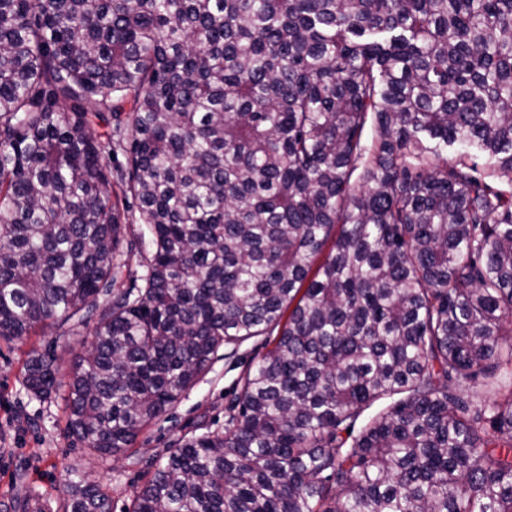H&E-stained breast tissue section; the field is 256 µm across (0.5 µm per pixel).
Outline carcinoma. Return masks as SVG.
Instances as JSON below:
<instances>
[{
	"instance_id": "carcinoma-1",
	"label": "carcinoma",
	"mask_w": 512,
	"mask_h": 512,
	"mask_svg": "<svg viewBox=\"0 0 512 512\" xmlns=\"http://www.w3.org/2000/svg\"><path fill=\"white\" fill-rule=\"evenodd\" d=\"M92 320L103 460L274 336L126 512H512V0H0V339ZM139 257H122L115 261L112 268V277L114 278V288H128L132 285L133 279L140 275L142 268L139 267Z\"/></svg>"
}]
</instances>
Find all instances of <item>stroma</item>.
I'll list each match as a JSON object with an SVG mask.
<instances>
[{"instance_id":"1","label":"stroma","mask_w":512,"mask_h":512,"mask_svg":"<svg viewBox=\"0 0 512 512\" xmlns=\"http://www.w3.org/2000/svg\"><path fill=\"white\" fill-rule=\"evenodd\" d=\"M92 339V325L72 336L67 327L52 323L34 336L0 340V512H15V505L25 499L55 512L67 496L75 466L107 485L113 512H124L152 464L178 439L201 428L223 429L228 407L240 393L241 378L265 351L264 340L258 337L234 353L217 355L208 373L141 433L134 459L119 456L104 464L88 449L71 445L67 388H60L51 403L42 404L30 399L20 383L31 349L52 350L65 381Z\"/></svg>"}]
</instances>
